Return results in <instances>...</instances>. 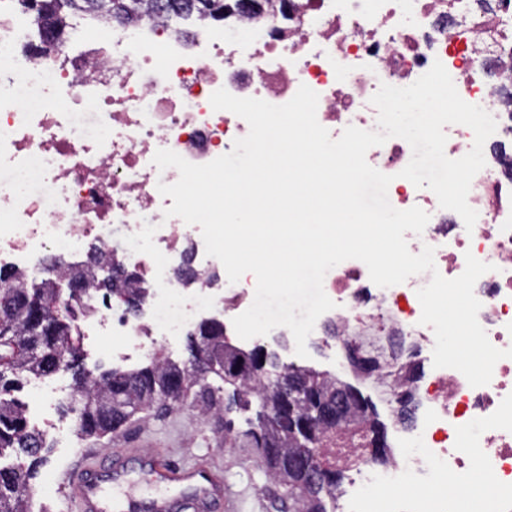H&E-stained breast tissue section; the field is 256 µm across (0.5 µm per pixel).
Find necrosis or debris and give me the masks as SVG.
Masks as SVG:
<instances>
[{"label": "necrosis or debris", "mask_w": 512, "mask_h": 512, "mask_svg": "<svg viewBox=\"0 0 512 512\" xmlns=\"http://www.w3.org/2000/svg\"><path fill=\"white\" fill-rule=\"evenodd\" d=\"M10 2L0 0V266L39 279L52 261L83 263L94 244L136 270L149 289L136 318L85 293L96 307L89 331L118 336L119 358L172 345L214 312L232 322L254 301V274L229 282L200 226L166 216L172 200L158 186L179 172L152 162L169 149L205 164L248 134L244 119L213 110V92L282 105L308 86L336 139L350 125L377 130L371 98L380 85L409 86L437 61L459 96L496 120L467 196L478 213L473 230L432 190L401 178L412 153L405 140L370 148L366 160L391 176L395 209L430 216L422 234L405 235L412 253L433 247L447 279L464 272L466 254L491 264L474 286L478 320L494 347H512V0H266L259 13L220 25L189 18L186 38L165 35L156 16L78 25L51 55ZM430 280L424 272L382 288L356 259L324 278L335 307L315 331L332 325L343 344L378 358L384 368L371 380L409 393L416 407L412 421L397 423L386 462L359 440L337 449L347 482L337 512H512V358L481 387L434 367L435 336L417 297ZM446 474L457 490L424 507L408 496ZM479 477L494 490L476 498L468 490ZM386 486L403 492L378 499Z\"/></svg>", "instance_id": "4bbe7bcc"}]
</instances>
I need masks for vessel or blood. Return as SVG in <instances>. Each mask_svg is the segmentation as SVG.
<instances>
[{
    "instance_id": "b4317fda",
    "label": "vessel or blood",
    "mask_w": 512,
    "mask_h": 512,
    "mask_svg": "<svg viewBox=\"0 0 512 512\" xmlns=\"http://www.w3.org/2000/svg\"><path fill=\"white\" fill-rule=\"evenodd\" d=\"M134 463L154 475L159 483L177 488L185 512L223 504L229 496L228 486L205 467L183 469L150 454L136 457ZM127 476L124 466L101 469L90 464L83 473L69 475L60 491L66 503L79 505L82 512H168V499L129 493L125 488Z\"/></svg>"
}]
</instances>
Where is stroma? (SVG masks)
Returning a JSON list of instances; mask_svg holds the SVG:
<instances>
[{
	"mask_svg": "<svg viewBox=\"0 0 512 512\" xmlns=\"http://www.w3.org/2000/svg\"><path fill=\"white\" fill-rule=\"evenodd\" d=\"M247 417V412L228 413L220 405L205 414L188 405L138 414L121 430L101 438L80 437L75 454L51 446L30 481L32 500L48 512H60L56 489L66 471L75 472L84 465L85 455L129 460L139 453L159 452L174 464L205 461L222 469L238 499L239 512H278L274 496L280 488L266 478L258 449L243 440L234 448L224 445L225 420H232L235 431L242 432L248 428Z\"/></svg>",
	"mask_w": 512,
	"mask_h": 512,
	"instance_id": "obj_1",
	"label": "stroma"
}]
</instances>
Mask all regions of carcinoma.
<instances>
[{
    "label": "carcinoma",
    "instance_id": "cac0c4a2",
    "mask_svg": "<svg viewBox=\"0 0 512 512\" xmlns=\"http://www.w3.org/2000/svg\"><path fill=\"white\" fill-rule=\"evenodd\" d=\"M209 7L198 11L214 21L237 11L234 0H207ZM73 0L71 12L91 18L114 13L130 19L155 10L154 0ZM167 19L181 20L191 13L186 0H167ZM33 24L44 48L55 49L64 40L65 19L60 15L41 17L32 14ZM68 276L82 280L85 286L103 291V297L124 298L133 313H138L147 289L137 287L138 275L125 268L112 270V277L95 279L94 275L66 268ZM89 313L85 306L62 307L56 298L52 280L28 283L0 268V460L12 455L33 458L32 465L43 461L45 447L42 432L29 426L24 404L15 396L28 376L48 377L61 369L72 372L76 385L85 389L78 404L68 407L74 414L78 431L85 437H100L118 431L135 414L165 406H178L187 400L208 411L220 399L222 388L207 382L213 374L233 387L232 402L249 409L257 401V428L244 435L259 449L270 480L283 488L288 512H336V489L341 473L336 460L321 449L330 440L328 426L316 436L294 433L281 424L271 423L265 413L285 398L293 400L294 412L302 417L314 408V401L327 407H340L343 423L369 422L374 458L383 457L388 447L386 432L374 408L361 392L350 384L331 379L325 373L290 365L284 366L274 353L260 357L257 349H242L227 341L224 326L199 324L192 333L189 349L192 358L203 366L194 375L161 352L153 354L141 367L110 369L97 374L86 372L79 364L81 332L75 325L76 311ZM317 457L334 478L311 484L300 471L302 456ZM30 471L22 465H0V512H31Z\"/></svg>",
    "mask_w": 512,
    "mask_h": 512
}]
</instances>
